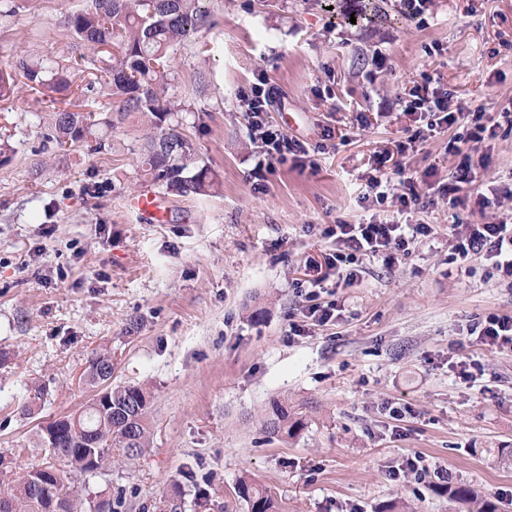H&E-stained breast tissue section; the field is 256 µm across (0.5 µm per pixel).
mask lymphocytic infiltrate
<instances>
[{
	"label": "lymphocytic infiltrate",
	"mask_w": 512,
	"mask_h": 512,
	"mask_svg": "<svg viewBox=\"0 0 512 512\" xmlns=\"http://www.w3.org/2000/svg\"><path fill=\"white\" fill-rule=\"evenodd\" d=\"M241 98L251 114V131L257 144L255 177H263L264 173L287 161L299 162L308 157L305 142L287 137L266 122L264 114L273 93L265 80H257L243 91ZM452 99V92L440 85L424 83L409 89L405 109L426 117L427 127L414 130L406 140L376 154L374 166L365 176L366 191L361 200L374 204L388 199L395 201L399 215L428 208L429 203L419 190L417 178L406 174L402 159L416 142L424 139L426 131L466 121V132L454 134L448 142L449 153L458 156L459 162L448 182L440 187L441 194L447 196L457 211L456 222L448 230L450 260L461 265L474 261L488 264L493 275L512 288V224L505 221L476 224L472 221L474 215L485 214L501 202L502 194L498 189L491 187L484 191L477 187V170L489 166L491 155L486 146L496 138L501 124L512 127V110L489 112L480 105L466 110L452 106ZM322 235L331 239L336 249L325 255L323 261L312 263V275L299 305L301 317L289 322V332L293 335L301 332V319L322 325L332 318L333 305L319 300V290L330 278H337L347 286L353 285L360 278L364 259L370 257L382 258L386 267H395L418 245L433 238L435 229L429 224H409L373 216L362 224L337 221L325 228ZM467 333L477 337L490 350L512 353L511 315H488L468 326Z\"/></svg>",
	"instance_id": "f902f5d3"
}]
</instances>
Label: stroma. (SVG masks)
<instances>
[{"mask_svg":"<svg viewBox=\"0 0 512 512\" xmlns=\"http://www.w3.org/2000/svg\"><path fill=\"white\" fill-rule=\"evenodd\" d=\"M0 13V65L23 55L68 64L80 53L66 15L86 0H16ZM385 21L350 22L362 0H213L209 23L171 51L164 99L210 167L207 196H170L164 224L127 206L140 175L150 117L124 112L91 70L70 72L75 111L110 118L107 149L47 141L51 109L18 85L0 100V491L41 464L38 433L80 413L95 394L83 373L109 350L116 385L150 393V448L91 478L115 512H248L242 474L276 494L281 512H377L394 498L413 512H450L438 478L473 484L512 512V356L471 343L475 381L448 368V347L469 320L512 315V288L485 267L448 261L447 199L408 216L434 225V241L395 268L363 262L362 279L328 283L334 321L299 336L288 313L311 260L332 252L319 228L395 204H357L377 151L418 126L398 95L425 81L458 102L500 111L512 103V0H431L419 16L379 0ZM265 77L276 91L266 120L304 141L315 170L277 166L252 176L255 145L241 89ZM451 130L427 134L408 174L446 181L458 159ZM54 225L46 234V225ZM287 399L307 417L300 435L267 442L260 419ZM392 400L411 407L401 419ZM422 456L425 476L391 479Z\"/></svg>","mask_w":512,"mask_h":512,"instance_id":"35a3bbf8","label":"stroma"}]
</instances>
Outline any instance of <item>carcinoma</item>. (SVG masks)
Returning a JSON list of instances; mask_svg holds the SVG:
<instances>
[{
    "mask_svg": "<svg viewBox=\"0 0 512 512\" xmlns=\"http://www.w3.org/2000/svg\"><path fill=\"white\" fill-rule=\"evenodd\" d=\"M205 0H87V6L67 16V25L88 50L102 55L99 67L103 80L112 86V95L120 99L122 109L150 114L158 119L178 107L170 106L161 95L168 82L167 57L174 46L203 26L209 16ZM116 52L109 51V48ZM39 92L54 109L50 139L59 146L86 141L95 121L67 108L57 107L56 95L66 91L70 82L62 67L48 68L19 56L0 68V98L14 94L16 77ZM147 181L177 195L205 196L214 188L209 167L199 160L191 141L174 128H165L147 142L143 160ZM99 363L112 364V353L94 355L84 375L91 387L100 385L94 371ZM112 414L102 415L88 405L80 412V428L59 422L61 432L56 442L41 444L48 454L41 465L32 468L46 479L36 482L19 478L0 494V512H45L55 505L56 512H93L92 496L83 488L66 483L54 459L66 460L68 466L94 476L112 465V449L134 460L142 456L150 443V428L138 416V409L150 402L147 389L137 383L111 388ZM306 425V415L286 400H276L262 420L269 440L292 439ZM448 498L455 512H500L498 502L481 496L471 485L448 481L435 487ZM235 494L244 500L249 512H279L277 499L270 489L248 476L236 483Z\"/></svg>",
    "mask_w": 512,
    "mask_h": 512,
    "instance_id": "cac0c4a2",
    "label": "carcinoma"
}]
</instances>
